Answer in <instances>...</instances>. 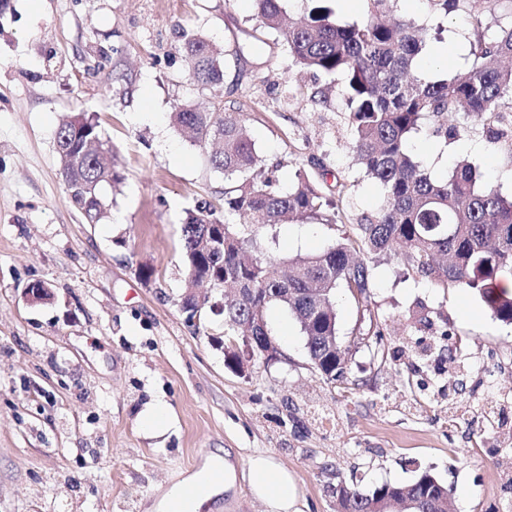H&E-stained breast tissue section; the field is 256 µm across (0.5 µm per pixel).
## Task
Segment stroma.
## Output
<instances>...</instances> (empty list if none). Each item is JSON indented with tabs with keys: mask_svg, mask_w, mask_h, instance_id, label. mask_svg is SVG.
Returning a JSON list of instances; mask_svg holds the SVG:
<instances>
[{
	"mask_svg": "<svg viewBox=\"0 0 512 512\" xmlns=\"http://www.w3.org/2000/svg\"><path fill=\"white\" fill-rule=\"evenodd\" d=\"M397 15L442 28L421 73L469 69L466 9L443 16L428 0H397ZM254 0H6L0 7V512H152L155 501L212 453L234 484L209 512H270L250 482L262 457L287 472L294 512H336L329 486L412 482L430 471L449 490V512H512V324L479 296L414 280L396 257L371 265V309L386 353L353 336L361 326L336 294L339 334L351 348L347 382L311 364L297 322L265 312L281 357L227 367L218 292L187 322L180 251L186 209L224 208V176L207 149L175 127L177 107L243 102L258 154L281 179L304 169L325 194L349 191L335 224L287 222L256 234L260 250L311 256L374 214L380 188L348 153L344 82L297 70L269 35H256ZM198 32L226 61L220 97L188 80L181 52ZM250 43L244 58L237 44ZM447 46L433 61L430 51ZM332 87L328 104L300 87ZM96 119L122 181L106 215L85 223L69 202L55 152L68 116ZM440 156L420 132L411 152L437 178L468 162L480 184L512 195V112L493 126L461 118ZM150 277H143V270ZM41 281L50 302L23 294ZM163 405L168 423H146Z\"/></svg>",
	"mask_w": 512,
	"mask_h": 512,
	"instance_id": "stroma-1",
	"label": "stroma"
}]
</instances>
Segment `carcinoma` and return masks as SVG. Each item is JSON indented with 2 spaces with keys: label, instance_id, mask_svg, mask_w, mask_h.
<instances>
[{
  "label": "carcinoma",
  "instance_id": "obj_1",
  "mask_svg": "<svg viewBox=\"0 0 512 512\" xmlns=\"http://www.w3.org/2000/svg\"><path fill=\"white\" fill-rule=\"evenodd\" d=\"M259 29L277 37L294 66L346 82L344 102L351 125L349 150L353 160L382 190L377 212L363 216L355 232L321 253L302 260L258 252L246 255L259 228L286 217L318 224H335L336 203L322 193L306 172L297 169L283 187L279 164L259 159L242 110L231 106L202 112L191 106L173 113L176 126L192 143L219 139L213 168L224 174V215L207 200L186 212L180 247L188 273L207 275L226 288L245 294L224 304V335L241 336L239 324L262 321L253 335L268 334L264 311L280 305L299 324L308 357L328 382L346 379L341 364L349 355L343 343L331 349L327 338L339 336L336 290L358 289L354 299L360 322L373 336L366 344L378 353V323L369 308L368 260L397 255L409 275L437 287L453 285L477 294L498 320L512 324V297L497 286L512 275V196L481 187L475 170L463 164L449 176L436 179L421 167L407 144L421 120L432 115L439 123L435 135L452 138L460 114L486 121L499 117L512 102V25L496 29L486 23L491 0H429L446 15L465 5L475 30L471 67L461 77L429 80L414 72L427 44V29L413 19L382 21L393 0H368L360 23L339 25L331 11L314 6L308 15L290 22L281 0H254ZM187 75L211 92L224 84L223 52L199 33L184 35ZM56 137L60 172L71 203L86 223L97 224L105 210L106 188L121 180L107 164L91 161L84 142L93 137L101 147L97 122L68 117ZM224 225V244H218L213 225ZM342 512H368L371 498L387 493L407 499L410 512H438L448 486L425 471L407 484H382L365 492L358 483L341 479Z\"/></svg>",
  "mask_w": 512,
  "mask_h": 512
}]
</instances>
